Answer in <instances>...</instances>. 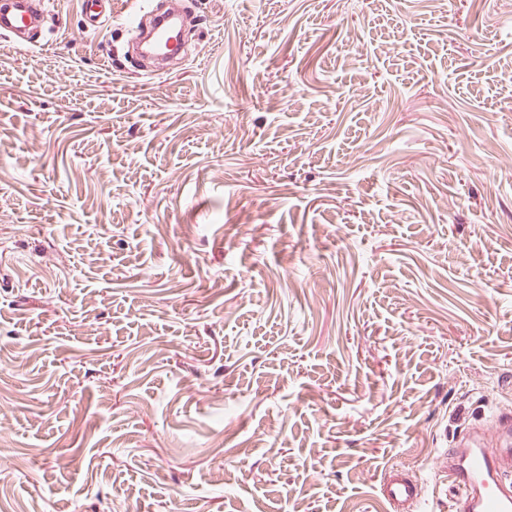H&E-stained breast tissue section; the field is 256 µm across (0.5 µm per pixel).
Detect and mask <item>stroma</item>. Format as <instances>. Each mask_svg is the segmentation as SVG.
<instances>
[{
	"label": "stroma",
	"mask_w": 512,
	"mask_h": 512,
	"mask_svg": "<svg viewBox=\"0 0 512 512\" xmlns=\"http://www.w3.org/2000/svg\"><path fill=\"white\" fill-rule=\"evenodd\" d=\"M45 0L0 35V512H388L512 416V0ZM82 13H85L87 28L95 27L102 18L112 17V0H83ZM420 481L398 466L383 473L379 491L391 512H416L422 502Z\"/></svg>",
	"instance_id": "35a3bbf8"
}]
</instances>
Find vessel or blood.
<instances>
[{"mask_svg": "<svg viewBox=\"0 0 512 512\" xmlns=\"http://www.w3.org/2000/svg\"><path fill=\"white\" fill-rule=\"evenodd\" d=\"M88 26L111 16L112 0H82ZM43 13L32 0H0V34L16 35L39 25ZM500 447H486L479 429H470L448 451V475L455 489L450 512H512V490L502 477L512 472V418L499 421ZM420 481L403 468L385 470L379 491L390 512H418L422 502Z\"/></svg>", "mask_w": 512, "mask_h": 512, "instance_id": "obj_1", "label": "vessel or blood"}]
</instances>
